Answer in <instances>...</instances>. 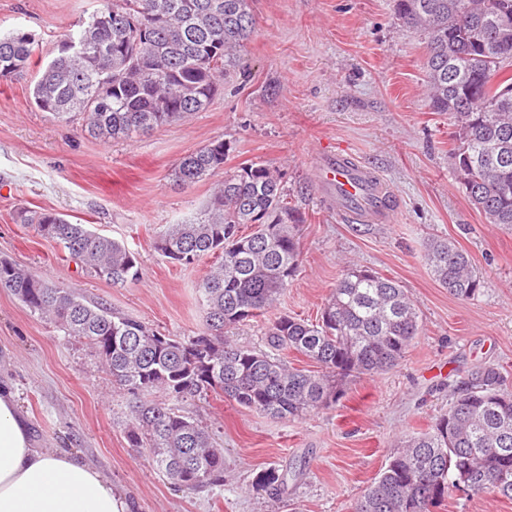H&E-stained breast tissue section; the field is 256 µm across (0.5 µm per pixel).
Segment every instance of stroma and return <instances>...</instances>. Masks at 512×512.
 I'll return each mask as SVG.
<instances>
[{"label": "stroma", "instance_id": "stroma-1", "mask_svg": "<svg viewBox=\"0 0 512 512\" xmlns=\"http://www.w3.org/2000/svg\"><path fill=\"white\" fill-rule=\"evenodd\" d=\"M103 3L0 0V32H32L47 62ZM252 8L256 29L241 65L208 109L131 140L104 142L80 122L51 120L30 94L37 67L0 82V259L164 335H195L203 327L197 286L211 261L176 266L156 243L168 225L194 216L213 186L176 185L175 163L221 139L229 166L280 170L304 218L296 276L264 316L229 329L231 340L261 349L277 317L317 321L349 261L399 281L423 329L397 367L356 379L335 406L303 419L274 421L215 395L181 402L224 450L223 482L187 493L130 446L132 401L113 391L98 359L0 288V377L11 381L37 446L91 463L133 512H353L400 442L447 409L452 384L482 364L512 375V230L489 223L448 166L453 128L426 96L424 36L400 26L393 0H253ZM336 147L392 187V223L339 218L315 176L319 155ZM20 206L122 241L139 255L141 280L115 287L87 276L14 223ZM437 236L454 241L482 276L474 299L453 298L433 278L425 244ZM269 467L287 474L285 493L254 489Z\"/></svg>", "mask_w": 512, "mask_h": 512}]
</instances>
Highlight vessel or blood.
Here are the masks:
<instances>
[{
	"instance_id": "vessel-or-blood-1",
	"label": "vessel or blood",
	"mask_w": 512,
	"mask_h": 512,
	"mask_svg": "<svg viewBox=\"0 0 512 512\" xmlns=\"http://www.w3.org/2000/svg\"><path fill=\"white\" fill-rule=\"evenodd\" d=\"M316 178L322 188L335 193L339 216L351 215L362 223L391 222L394 204L389 185L347 150L322 154Z\"/></svg>"
}]
</instances>
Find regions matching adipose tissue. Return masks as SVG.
Returning <instances> with one entry per match:
<instances>
[{
  "label": "adipose tissue",
  "mask_w": 512,
  "mask_h": 512,
  "mask_svg": "<svg viewBox=\"0 0 512 512\" xmlns=\"http://www.w3.org/2000/svg\"><path fill=\"white\" fill-rule=\"evenodd\" d=\"M0 512H131L91 465L33 448L12 386L0 383Z\"/></svg>",
  "instance_id": "adipose-tissue-1"
}]
</instances>
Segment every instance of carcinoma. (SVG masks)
I'll return each instance as SVG.
<instances>
[{
	"instance_id": "carcinoma-1",
	"label": "carcinoma",
	"mask_w": 512,
	"mask_h": 512,
	"mask_svg": "<svg viewBox=\"0 0 512 512\" xmlns=\"http://www.w3.org/2000/svg\"><path fill=\"white\" fill-rule=\"evenodd\" d=\"M251 0H112L78 22L34 82L36 106L54 120L85 122L103 141L132 139L210 105L217 83L235 70L255 29ZM409 33L428 38L424 68L431 107L448 114L454 144L448 165L471 203L492 224L512 229V0H394ZM39 44L16 28L0 36V80L31 65ZM215 140L183 156L173 182L192 186L219 172L196 216L171 224L157 248L168 262L213 258L199 286L203 330L187 339L91 303L53 280L0 260V288L63 335L84 343L134 401L130 445L178 488L201 491L224 478V450L188 412L143 402L158 390L175 400L218 393L272 420L292 421L340 400L344 385L396 367L420 335L422 318L397 281L358 266L342 270L317 323L283 316L265 331L267 349L239 345L224 330L262 316L299 270L296 228L280 174L250 162L225 169ZM14 221L59 245L91 277L114 286L140 281L137 253L123 242L49 210L21 208ZM246 224L252 232L242 233ZM425 258L452 297L475 298L484 280L449 239H432ZM294 350L318 365L289 366ZM256 486L282 492L276 468ZM512 499V390L494 366L473 370L451 390L448 412L405 441L354 512H433L454 492Z\"/></svg>"
}]
</instances>
